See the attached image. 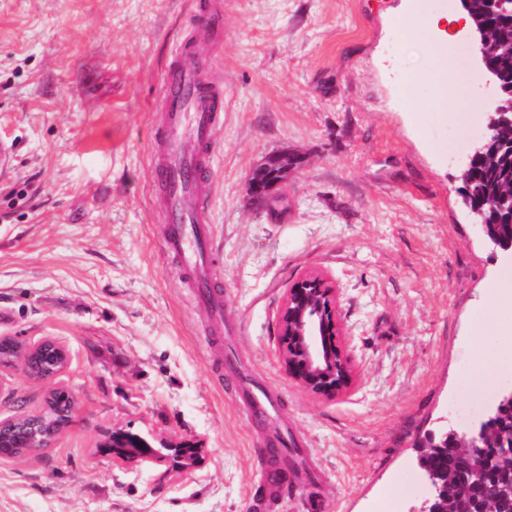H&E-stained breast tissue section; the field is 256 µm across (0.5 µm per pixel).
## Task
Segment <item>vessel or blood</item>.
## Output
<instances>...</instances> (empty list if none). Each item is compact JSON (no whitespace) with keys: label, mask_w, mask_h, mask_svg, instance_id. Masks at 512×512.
<instances>
[{"label":"vessel or blood","mask_w":512,"mask_h":512,"mask_svg":"<svg viewBox=\"0 0 512 512\" xmlns=\"http://www.w3.org/2000/svg\"><path fill=\"white\" fill-rule=\"evenodd\" d=\"M221 21L218 10L189 17L179 51L165 70L163 104L153 116L156 133L150 144L153 188L166 201L165 247L179 258L196 300L211 307L218 335L224 332L223 299L210 280L214 244L209 205L216 135L224 120V85L205 77L193 54L199 34L216 35ZM258 463L267 495H279L288 483L287 471L265 448L258 452Z\"/></svg>","instance_id":"obj_1"}]
</instances>
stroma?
Returning <instances> with one entry per match:
<instances>
[{
  "mask_svg": "<svg viewBox=\"0 0 512 512\" xmlns=\"http://www.w3.org/2000/svg\"><path fill=\"white\" fill-rule=\"evenodd\" d=\"M224 83L210 218L224 347L162 247L148 156L165 68L196 0H0V336L52 338L74 417L40 455L0 460V512H260L256 450L282 442L270 512H413L414 444L486 393L470 371L512 351V253L486 245L449 153L462 116L485 134L495 92L474 56L461 109L433 71L457 63L431 0H221ZM303 159L268 204L246 198L267 155ZM320 274L339 290L353 387L318 399L285 372L278 313ZM277 401L254 425L241 379ZM46 395L0 373V418ZM120 429L204 448L193 473L103 449Z\"/></svg>",
  "mask_w": 512,
  "mask_h": 512,
  "instance_id": "35a3bbf8",
  "label": "stroma"
}]
</instances>
